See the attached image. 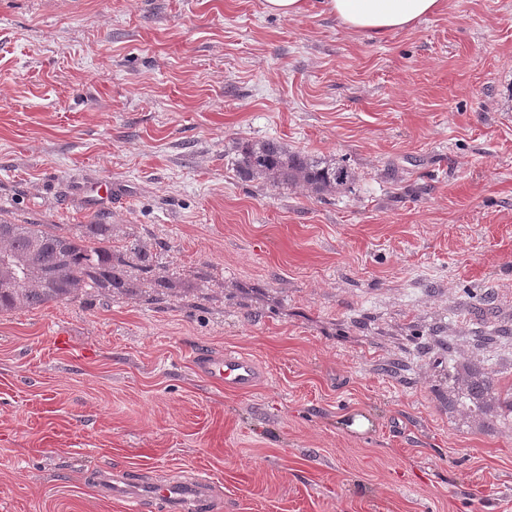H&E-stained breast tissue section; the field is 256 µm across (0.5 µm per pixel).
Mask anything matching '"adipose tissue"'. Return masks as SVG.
Returning <instances> with one entry per match:
<instances>
[{"mask_svg":"<svg viewBox=\"0 0 512 512\" xmlns=\"http://www.w3.org/2000/svg\"><path fill=\"white\" fill-rule=\"evenodd\" d=\"M314 3L346 29L382 38L436 14L442 0H263V7L270 14L295 19Z\"/></svg>","mask_w":512,"mask_h":512,"instance_id":"ef3b65f1","label":"adipose tissue"}]
</instances>
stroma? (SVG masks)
I'll return each mask as SVG.
<instances>
[{
    "label": "stroma",
    "instance_id": "1",
    "mask_svg": "<svg viewBox=\"0 0 512 512\" xmlns=\"http://www.w3.org/2000/svg\"><path fill=\"white\" fill-rule=\"evenodd\" d=\"M268 139L354 180L244 177ZM0 218L111 225L124 283L0 313V512H123L106 467L210 512H512V418L448 403L475 328L512 334V0L381 41L263 0H0ZM225 351L256 390L193 369ZM199 372L217 385L250 391L261 380L258 363L249 355L235 352L197 354ZM148 502L162 510L203 512L208 510L209 500L204 484L181 485L175 482L153 484ZM174 505H181L175 509Z\"/></svg>",
    "mask_w": 512,
    "mask_h": 512
}]
</instances>
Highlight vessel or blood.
<instances>
[{
  "label": "vessel or blood",
  "instance_id": "vessel-or-blood-1",
  "mask_svg": "<svg viewBox=\"0 0 512 512\" xmlns=\"http://www.w3.org/2000/svg\"><path fill=\"white\" fill-rule=\"evenodd\" d=\"M199 372L217 385L238 391L254 389L261 380L258 363L243 353H202L197 357ZM105 494L121 497L125 512H142L144 505L162 508L172 512L174 506H181L183 512H206L209 500L204 484L181 485L165 482L152 485L148 498H140L132 485H105Z\"/></svg>",
  "mask_w": 512,
  "mask_h": 512
}]
</instances>
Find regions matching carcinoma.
Segmentation results:
<instances>
[{
  "label": "carcinoma",
  "mask_w": 512,
  "mask_h": 512,
  "mask_svg": "<svg viewBox=\"0 0 512 512\" xmlns=\"http://www.w3.org/2000/svg\"><path fill=\"white\" fill-rule=\"evenodd\" d=\"M238 164L248 178L266 179L274 188L302 184L315 194L334 192L352 180L346 166L326 165L277 140L241 143ZM112 286V225L86 224L77 234L60 224L0 219V312L68 301L87 288L110 293ZM448 403L484 420L511 417L512 381L467 362Z\"/></svg>",
  "instance_id": "carcinoma-1"
}]
</instances>
